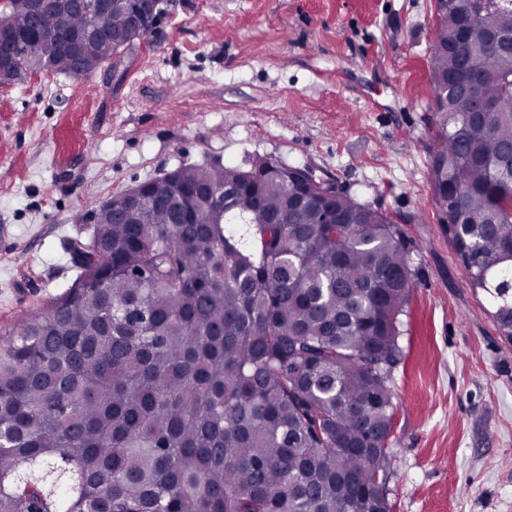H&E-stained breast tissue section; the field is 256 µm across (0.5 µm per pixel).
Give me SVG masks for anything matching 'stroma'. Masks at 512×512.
Wrapping results in <instances>:
<instances>
[{"label": "stroma", "mask_w": 512, "mask_h": 512, "mask_svg": "<svg viewBox=\"0 0 512 512\" xmlns=\"http://www.w3.org/2000/svg\"><path fill=\"white\" fill-rule=\"evenodd\" d=\"M434 0H175L117 68L0 85V328L72 284L97 204L189 164L264 158L399 225L418 283L391 512H512V337L472 287L430 184Z\"/></svg>", "instance_id": "35a3bbf8"}]
</instances>
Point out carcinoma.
Listing matches in <instances>:
<instances>
[{
  "instance_id": "carcinoma-1",
  "label": "carcinoma",
  "mask_w": 512,
  "mask_h": 512,
  "mask_svg": "<svg viewBox=\"0 0 512 512\" xmlns=\"http://www.w3.org/2000/svg\"><path fill=\"white\" fill-rule=\"evenodd\" d=\"M430 83L469 80L502 110L433 100L439 224L512 336V50L466 27L470 0H435ZM65 25L44 21L57 38ZM19 69L77 62L16 13ZM94 57L147 28L122 7ZM185 186L238 189L215 223L166 206L122 224L90 210L73 283L0 335V512H390L373 475L393 426L401 316L417 285L397 224L342 187L257 160L181 167ZM460 185L466 195L446 204ZM328 197L336 223L320 221ZM245 216L238 227L234 214Z\"/></svg>"
}]
</instances>
